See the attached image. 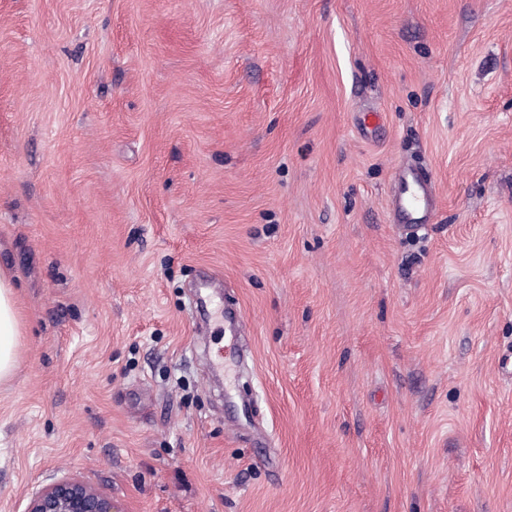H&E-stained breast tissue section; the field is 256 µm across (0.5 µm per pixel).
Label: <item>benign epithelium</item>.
Returning <instances> with one entry per match:
<instances>
[{"label":"benign epithelium","instance_id":"1","mask_svg":"<svg viewBox=\"0 0 512 512\" xmlns=\"http://www.w3.org/2000/svg\"><path fill=\"white\" fill-rule=\"evenodd\" d=\"M26 512H114L112 499L77 480H62L35 492Z\"/></svg>","mask_w":512,"mask_h":512}]
</instances>
